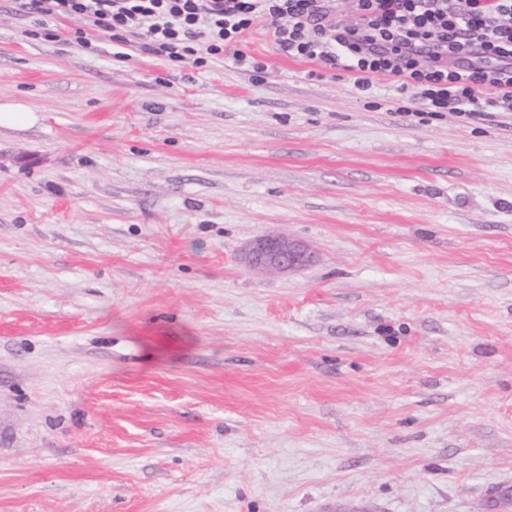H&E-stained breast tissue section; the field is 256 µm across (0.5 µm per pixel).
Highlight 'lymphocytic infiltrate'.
<instances>
[{"instance_id":"lymphocytic-infiltrate-1","label":"lymphocytic infiltrate","mask_w":512,"mask_h":512,"mask_svg":"<svg viewBox=\"0 0 512 512\" xmlns=\"http://www.w3.org/2000/svg\"><path fill=\"white\" fill-rule=\"evenodd\" d=\"M28 15L76 22L75 40L90 33L116 46L143 40L149 54L210 69L231 58L244 71L266 65L241 50L264 29L277 50L354 73L370 94L377 75L416 88L430 113L469 118L512 112V0H355V15L336 14V0H18Z\"/></svg>"}]
</instances>
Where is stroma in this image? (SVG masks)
Masks as SVG:
<instances>
[{
	"mask_svg": "<svg viewBox=\"0 0 512 512\" xmlns=\"http://www.w3.org/2000/svg\"><path fill=\"white\" fill-rule=\"evenodd\" d=\"M74 27L0 0V512H512V117ZM33 119L32 112L19 105H0V127L22 126ZM254 269L287 273L314 262L313 253L303 244L284 235H264L253 240L244 257Z\"/></svg>",
	"mask_w": 512,
	"mask_h": 512,
	"instance_id": "1",
	"label": "stroma"
}]
</instances>
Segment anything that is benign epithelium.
<instances>
[{"instance_id": "7a95c632", "label": "benign epithelium", "mask_w": 512, "mask_h": 512, "mask_svg": "<svg viewBox=\"0 0 512 512\" xmlns=\"http://www.w3.org/2000/svg\"><path fill=\"white\" fill-rule=\"evenodd\" d=\"M244 260L254 269L287 273L310 266L314 255L306 246L284 235H264L250 243Z\"/></svg>"}]
</instances>
